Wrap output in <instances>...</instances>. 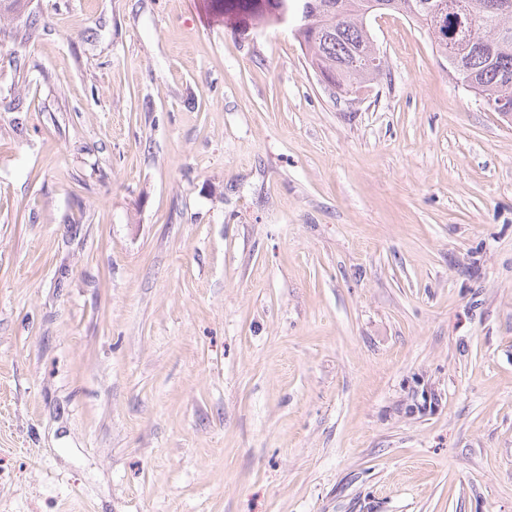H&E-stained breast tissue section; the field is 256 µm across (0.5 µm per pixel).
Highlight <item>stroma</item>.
Returning <instances> with one entry per match:
<instances>
[{
	"label": "stroma",
	"mask_w": 512,
	"mask_h": 512,
	"mask_svg": "<svg viewBox=\"0 0 512 512\" xmlns=\"http://www.w3.org/2000/svg\"><path fill=\"white\" fill-rule=\"evenodd\" d=\"M368 29L0 15V512H512V125Z\"/></svg>",
	"instance_id": "35a3bbf8"
}]
</instances>
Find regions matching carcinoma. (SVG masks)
I'll return each instance as SVG.
<instances>
[{
	"label": "carcinoma",
	"instance_id": "1",
	"mask_svg": "<svg viewBox=\"0 0 512 512\" xmlns=\"http://www.w3.org/2000/svg\"><path fill=\"white\" fill-rule=\"evenodd\" d=\"M340 11L318 10L311 27L295 37L313 66L344 90L380 76L370 60L356 54L366 42L363 13L370 0H333ZM377 13L394 12L420 23L440 56L448 60L453 78L475 83V95L491 112L499 110L504 93L512 99V11L494 22L483 21L482 0H380Z\"/></svg>",
	"mask_w": 512,
	"mask_h": 512
}]
</instances>
